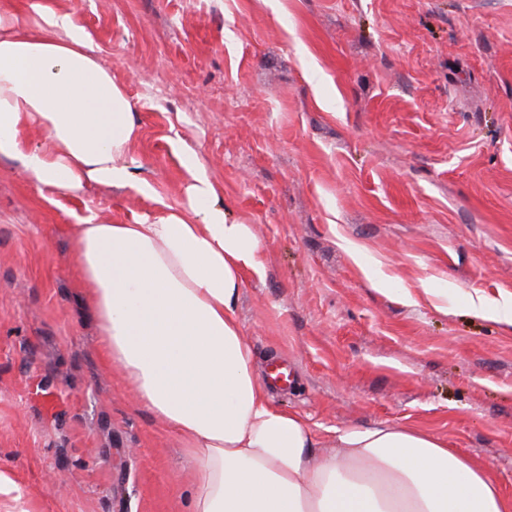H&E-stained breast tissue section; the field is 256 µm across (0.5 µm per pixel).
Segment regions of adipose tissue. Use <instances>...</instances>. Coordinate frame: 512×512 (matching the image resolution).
Returning a JSON list of instances; mask_svg holds the SVG:
<instances>
[{"label": "adipose tissue", "instance_id": "obj_1", "mask_svg": "<svg viewBox=\"0 0 512 512\" xmlns=\"http://www.w3.org/2000/svg\"><path fill=\"white\" fill-rule=\"evenodd\" d=\"M33 22L0 7V157L38 189L155 190L131 154L125 89L75 15L30 0ZM39 126L40 145L23 138ZM185 202L135 224L96 215L73 242L107 362L195 467L189 512H512L490 468L410 428H350L332 451L253 372L236 307L260 243L228 221L195 152Z\"/></svg>", "mask_w": 512, "mask_h": 512}]
</instances>
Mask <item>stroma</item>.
<instances>
[{"instance_id": "35a3bbf8", "label": "stroma", "mask_w": 512, "mask_h": 512, "mask_svg": "<svg viewBox=\"0 0 512 512\" xmlns=\"http://www.w3.org/2000/svg\"><path fill=\"white\" fill-rule=\"evenodd\" d=\"M131 99L185 200L193 147L262 265L237 303L274 404L413 428L512 499V0H49ZM0 158V512H185L193 467L106 361L73 247L135 190L39 191ZM486 298L473 314L470 296Z\"/></svg>"}]
</instances>
